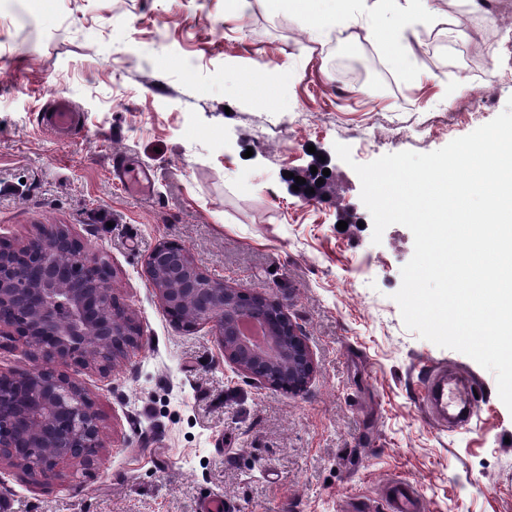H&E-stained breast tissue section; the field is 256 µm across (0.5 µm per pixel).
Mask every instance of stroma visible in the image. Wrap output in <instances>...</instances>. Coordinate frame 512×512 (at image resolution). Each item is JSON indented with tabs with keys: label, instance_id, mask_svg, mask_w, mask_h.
<instances>
[{
	"label": "stroma",
	"instance_id": "35a3bbf8",
	"mask_svg": "<svg viewBox=\"0 0 512 512\" xmlns=\"http://www.w3.org/2000/svg\"><path fill=\"white\" fill-rule=\"evenodd\" d=\"M438 7L399 64L366 29L317 42L288 13L240 16L225 0H0V235L70 225L143 334L109 374H79L100 468L78 487L0 469L9 512H200L210 497L228 512H348L397 479L428 512H512V411L492 372L405 326L392 295L413 235L394 224L373 243L352 168L440 149L512 97V0L494 15ZM57 96L79 113L65 135L44 123ZM320 165L334 194L289 191L288 173ZM117 166L145 170L153 191L123 186ZM162 241L287 305L315 359L306 390L256 384L209 327L172 325L145 271ZM439 364L479 382L469 428L439 431L419 405Z\"/></svg>",
	"mask_w": 512,
	"mask_h": 512
}]
</instances>
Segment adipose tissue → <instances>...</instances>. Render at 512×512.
Returning a JSON list of instances; mask_svg holds the SVG:
<instances>
[{"mask_svg":"<svg viewBox=\"0 0 512 512\" xmlns=\"http://www.w3.org/2000/svg\"><path fill=\"white\" fill-rule=\"evenodd\" d=\"M337 13L315 10L311 0H227L236 13H244L252 4L272 11H288L297 25L314 39H323L336 25H366L372 33L385 34L387 45L398 60L409 61L421 41L423 29L438 16L435 0H372L368 11L353 9V0H337Z\"/></svg>","mask_w":512,"mask_h":512,"instance_id":"adipose-tissue-1","label":"adipose tissue"}]
</instances>
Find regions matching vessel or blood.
I'll return each instance as SVG.
<instances>
[{"label":"vessel or blood","instance_id":"b4317fda","mask_svg":"<svg viewBox=\"0 0 512 512\" xmlns=\"http://www.w3.org/2000/svg\"><path fill=\"white\" fill-rule=\"evenodd\" d=\"M50 110L53 127L67 130L73 126L75 113L68 101L54 99ZM419 403L432 424L443 432H453L459 425L469 424L478 410L472 381L451 376L444 366L431 368L426 373ZM385 501L389 512H424L425 509L421 490L411 481L391 482Z\"/></svg>","mask_w":512,"mask_h":512}]
</instances>
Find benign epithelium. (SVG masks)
Wrapping results in <instances>:
<instances>
[{
  "mask_svg": "<svg viewBox=\"0 0 512 512\" xmlns=\"http://www.w3.org/2000/svg\"><path fill=\"white\" fill-rule=\"evenodd\" d=\"M162 241L145 261L150 285L179 329L211 328L224 361L247 378L290 393L304 390L315 373L313 353L299 325L280 300L232 288L203 271L188 250ZM112 272L68 224H52L20 244L0 241V337L9 336L33 354L24 372H0V469L17 467L52 482L81 476L101 464L104 447L99 414L75 375L95 366L105 373L139 348L140 327L113 292ZM272 306L279 331L268 330L255 349L238 338L237 323L251 300Z\"/></svg>",
  "mask_w": 512,
  "mask_h": 512,
  "instance_id": "7a95c632",
  "label": "benign epithelium"
}]
</instances>
